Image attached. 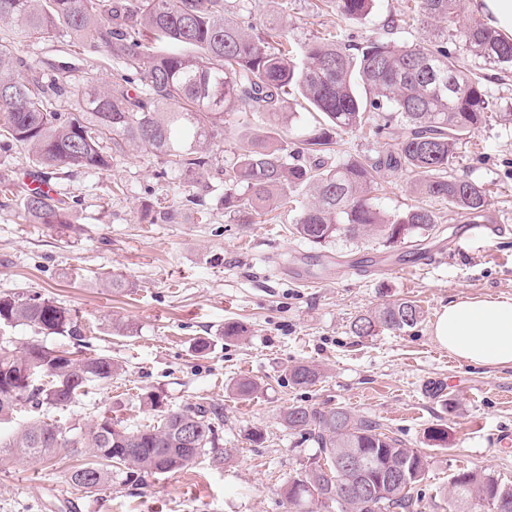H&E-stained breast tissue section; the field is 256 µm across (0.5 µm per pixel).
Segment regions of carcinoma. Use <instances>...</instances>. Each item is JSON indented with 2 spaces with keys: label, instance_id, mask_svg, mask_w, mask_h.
Here are the masks:
<instances>
[{
  "label": "carcinoma",
  "instance_id": "obj_1",
  "mask_svg": "<svg viewBox=\"0 0 512 512\" xmlns=\"http://www.w3.org/2000/svg\"><path fill=\"white\" fill-rule=\"evenodd\" d=\"M345 19H361L374 0H330ZM228 0H0V123L8 141L28 150L42 170L79 166L103 171L111 152L144 147L167 157L191 184L205 181L213 166L214 139L224 132V116L271 113L284 97L301 98L323 121L305 134L300 147L271 130L253 133L224 167V209L246 224L271 208L295 211L293 234L326 245L341 237L377 236L388 243L427 239L439 216L424 207L389 213L371 197L373 186L393 174L416 177L419 193L438 198L467 224L493 222L483 184L452 174L460 142L484 124L495 104L480 73L461 65L441 37L432 44H399L370 38L352 53L326 38L290 48L280 25L254 32L251 12L230 15ZM404 16L445 24L472 58L504 71L512 69V39L474 18L460 23L458 0H414ZM70 36L79 46L103 47L120 61V79L141 90L112 92L95 76L70 90L68 65L51 81L23 78L32 64L22 43L47 34ZM76 97L74 111L60 112L57 98ZM387 109L386 123L407 134L391 150L374 157L329 162L333 133L364 127L367 114ZM305 187L313 201L298 205L293 189ZM26 220L68 224L66 202L41 190L23 195ZM421 309L397 299L362 314L351 324L359 338L379 329L414 327ZM28 326L39 333L78 339L82 331L71 310L40 295L0 296V327ZM120 364L109 355L75 358L72 353L32 341L20 348L0 336V422L25 404L37 411L65 409L93 384L108 383ZM317 369L298 364L289 380L307 387ZM283 423L312 437L322 462L288 481L289 512H415L414 489L427 463L376 422L356 418L345 407L319 411L292 405ZM224 412L218 406L187 404L153 425L128 428L111 417L97 420L84 435L69 436L60 426L36 416L6 441L0 440V466L15 460L49 461L69 446L85 448L90 461L73 470L72 484L86 490L176 473L217 449ZM356 454L370 463L365 479L377 495L368 507L355 497L336 494V459ZM512 501V484L475 471L461 470L450 481L448 512H502Z\"/></svg>",
  "mask_w": 512,
  "mask_h": 512
}]
</instances>
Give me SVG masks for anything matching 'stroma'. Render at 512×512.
Instances as JSON below:
<instances>
[{
    "mask_svg": "<svg viewBox=\"0 0 512 512\" xmlns=\"http://www.w3.org/2000/svg\"><path fill=\"white\" fill-rule=\"evenodd\" d=\"M405 0H375L365 18L345 20L321 0H250L256 24L276 16L292 44L319 37L364 45L380 35L412 44L432 28L392 22ZM34 63H73L72 86L84 74L113 82L114 64L103 49L75 55L65 37L26 43ZM484 82L497 118L475 129L458 148L457 176L483 183L497 234L461 221L441 200L419 195L406 174L376 190L387 211L423 206L441 218L432 238L385 245L364 237L316 246L291 233L292 213L277 209L241 223L224 208V186L211 177L201 188L202 209H182L177 223L162 208L177 204L186 179L165 157L145 149L113 154L108 170L77 166L49 177L55 197L70 205V225L32 224L23 217L19 191L36 167L28 153L0 137V293L41 294L72 310L82 338L39 335L26 326L7 329L15 346L31 341L80 357L109 355L123 366L110 383L94 385L47 420L63 429L88 430L108 415L135 427L157 419L141 407V394L161 395L163 410L209 403L224 410L218 446L229 453L222 468L208 458L148 485L113 483L96 492L72 485L69 473L86 462L82 448L61 449L47 463L0 467V512H288L284 485L313 467L317 447L288 429L289 406L320 411L339 406L380 423L389 435L427 459L418 484V512H448L451 476L461 469L512 483V367H481L457 360L434 342L432 325L460 297H512V72L487 66ZM128 283L106 287L104 275ZM406 298L422 308L419 323L360 338L350 325L362 313ZM235 324L240 335L224 334ZM208 340L199 354V340ZM317 366L315 385L295 386L289 369ZM258 381L247 400L231 386ZM439 394H430L434 384ZM448 432L429 442V429Z\"/></svg>",
    "mask_w": 512,
    "mask_h": 512,
    "instance_id": "35a3bbf8",
    "label": "stroma"
}]
</instances>
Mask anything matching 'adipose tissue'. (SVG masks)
I'll return each mask as SVG.
<instances>
[{"instance_id":"1","label":"adipose tissue","mask_w":512,"mask_h":512,"mask_svg":"<svg viewBox=\"0 0 512 512\" xmlns=\"http://www.w3.org/2000/svg\"><path fill=\"white\" fill-rule=\"evenodd\" d=\"M432 332L436 342L461 361L512 366V298L450 301L437 315Z\"/></svg>"}]
</instances>
